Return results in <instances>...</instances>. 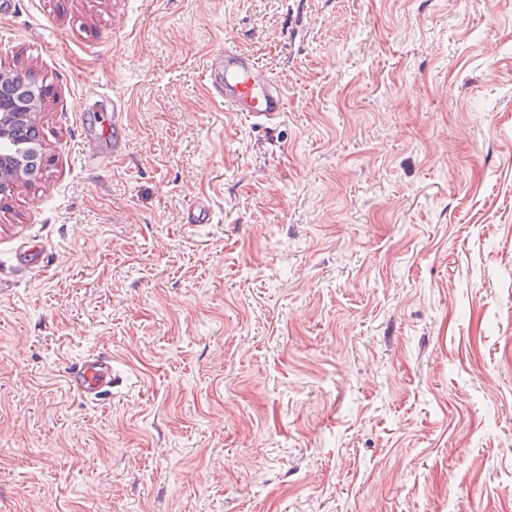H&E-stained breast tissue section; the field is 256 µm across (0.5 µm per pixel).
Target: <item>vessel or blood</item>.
Returning <instances> with one entry per match:
<instances>
[{
    "label": "vessel or blood",
    "mask_w": 512,
    "mask_h": 512,
    "mask_svg": "<svg viewBox=\"0 0 512 512\" xmlns=\"http://www.w3.org/2000/svg\"><path fill=\"white\" fill-rule=\"evenodd\" d=\"M213 92L224 109L245 115L253 124L267 126L283 118L286 91L253 56L237 50L213 53L205 66ZM67 380L83 398L101 400L112 393V360L96 354L71 364Z\"/></svg>",
    "instance_id": "b4317fda"
}]
</instances>
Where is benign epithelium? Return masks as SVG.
I'll return each instance as SVG.
<instances>
[{
    "mask_svg": "<svg viewBox=\"0 0 512 512\" xmlns=\"http://www.w3.org/2000/svg\"><path fill=\"white\" fill-rule=\"evenodd\" d=\"M43 93L36 92L24 103L0 100V193L20 181L33 180L40 170L27 165L20 152L12 146L22 132L36 129V116L41 111Z\"/></svg>",
    "mask_w": 512,
    "mask_h": 512,
    "instance_id": "1",
    "label": "benign epithelium"
}]
</instances>
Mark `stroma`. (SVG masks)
I'll use <instances>...</instances> for the list:
<instances>
[{
	"instance_id": "obj_1",
	"label": "stroma",
	"mask_w": 512,
	"mask_h": 512,
	"mask_svg": "<svg viewBox=\"0 0 512 512\" xmlns=\"http://www.w3.org/2000/svg\"><path fill=\"white\" fill-rule=\"evenodd\" d=\"M10 2L0 512H512V0ZM213 92L224 109L245 115L254 125L266 126L283 118L286 91L253 56L237 50L213 53L205 66ZM31 85L23 81L13 83L12 98L22 101L30 93ZM0 99V194L9 190L20 181L33 180L41 173L36 168L27 165L19 151H13L12 146L21 140L22 132L37 130L36 116L41 111L43 92H35L33 98L24 103ZM67 380L83 398L104 399L112 393V359L89 355L68 367Z\"/></svg>"
}]
</instances>
